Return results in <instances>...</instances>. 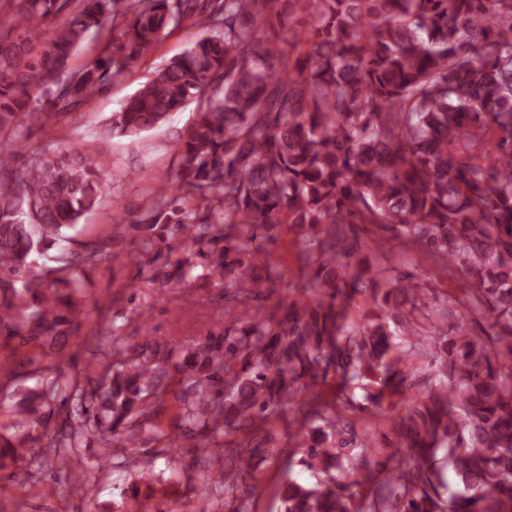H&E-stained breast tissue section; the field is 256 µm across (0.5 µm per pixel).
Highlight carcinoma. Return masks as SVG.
I'll return each mask as SVG.
<instances>
[{"instance_id": "cac0c4a2", "label": "carcinoma", "mask_w": 512, "mask_h": 512, "mask_svg": "<svg viewBox=\"0 0 512 512\" xmlns=\"http://www.w3.org/2000/svg\"><path fill=\"white\" fill-rule=\"evenodd\" d=\"M196 25L205 35L104 133L138 136L197 103L176 174L130 228L154 260L176 241L179 283L199 265L220 281L239 271L220 297L246 322L190 344L182 362L147 340L115 341L96 378L72 361L44 367L42 389L13 405L14 432L0 434V471L36 438L65 468L88 434L178 453L150 414L174 372L177 426L207 458L224 429L288 416L294 447L274 452L289 461L304 449L318 480H288L279 512H512V0H20L16 34L0 37V340L60 353L82 328L87 270L127 231L122 219L107 240L65 247L66 230L100 203L96 145L32 151L24 132L72 118L164 35ZM92 33L105 39L97 57L72 66ZM352 224L463 272V307L486 326L431 312L411 275L379 267ZM285 226L306 299L269 313L284 275L267 244ZM417 354L434 367L418 390ZM366 379L393 409L415 390L385 448L352 419L375 415L372 398L358 400ZM55 394L80 412L52 430ZM217 473L227 494L243 479ZM338 474L349 476L339 488Z\"/></svg>"}]
</instances>
